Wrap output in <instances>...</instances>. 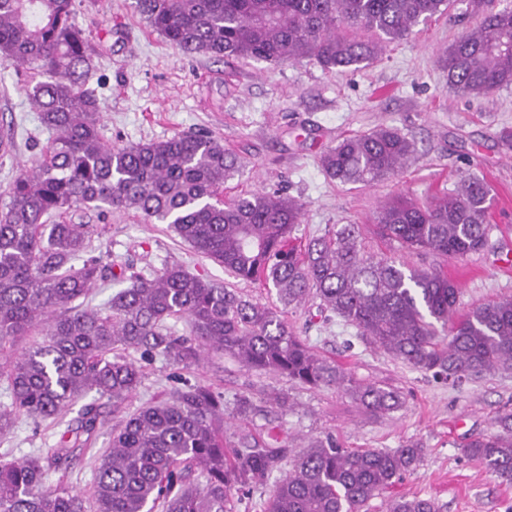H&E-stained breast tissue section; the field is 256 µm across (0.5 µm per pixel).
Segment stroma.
I'll use <instances>...</instances> for the list:
<instances>
[{
    "label": "stroma",
    "mask_w": 512,
    "mask_h": 512,
    "mask_svg": "<svg viewBox=\"0 0 512 512\" xmlns=\"http://www.w3.org/2000/svg\"><path fill=\"white\" fill-rule=\"evenodd\" d=\"M74 20L95 49L89 84L104 101V141L138 144L182 132H211L243 163L225 184V196L280 191L305 205L303 221L293 231L297 240L356 224L374 253L391 251L373 231L381 201L400 193L419 199L448 193L460 174H476L493 198L484 250L448 258L411 254L407 260L464 273L458 313L512 297V269L501 266L512 255V152L502 149L498 138L502 129H512V86L487 98L453 93L437 63L473 18L455 23L445 15L434 17L355 71L327 70L312 59L269 63L185 57L146 26L135 0H75ZM26 80L24 68L0 67V124L13 125L16 143L10 155L0 157V207L8 201L4 189L22 168L32 166L48 138L24 91ZM380 125L398 127L414 140L416 153L404 173L372 186L330 180L321 166L324 149ZM66 220L99 225L89 254L110 261L121 276L94 289L93 305L105 306L131 277L170 264L242 289L263 303L276 299L263 286L235 279L197 256L168 225L146 222L139 212L80 207ZM285 318L302 341L358 381L399 390L401 406L375 417L343 390L304 387L212 353L189 369L159 357L144 361L142 383L127 410L169 398L183 383H201L223 394L228 437L275 435L297 452L326 438L345 448L417 443L426 453L393 495L434 498L442 512H512V484L502 483L463 452L470 436L494 431L497 415L512 411V372L483 374L452 387L369 348L356 339L353 327L334 316L321 317L316 301L289 310ZM275 394L287 396L288 415L269 403ZM243 396L254 404L245 418L232 410ZM101 410L104 424L70 460L51 466L50 482L62 480L89 493L98 458L121 421L111 406ZM64 430V424L17 416L9 433L0 436V460H21L56 447Z\"/></svg>",
    "instance_id": "1"
}]
</instances>
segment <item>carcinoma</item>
Returning <instances> with one entry per match:
<instances>
[{
	"label": "carcinoma",
	"mask_w": 512,
	"mask_h": 512,
	"mask_svg": "<svg viewBox=\"0 0 512 512\" xmlns=\"http://www.w3.org/2000/svg\"><path fill=\"white\" fill-rule=\"evenodd\" d=\"M454 0H136L148 26L186 56L273 63L316 60L326 69L358 70L387 45L440 16ZM442 57L448 88L489 96L512 85V7L487 9ZM74 0H0V64L29 70V95L50 137L34 164L9 184L0 209V373L11 403L0 407V434L15 415L55 421L88 393L112 412L141 384L139 360L162 357L190 368L206 352L301 385L336 386L373 415L397 410L398 391L356 383L341 365L303 343L285 310L311 298L356 336L414 369L458 384L512 370V298L456 315L459 288L437 268L407 265L364 249L360 229L343 224L301 244L292 230L304 204L278 191L224 199V183L241 167L205 133L135 145L101 137L103 100L87 79L92 51L73 22ZM415 153L396 126L347 136L322 155L326 175L373 185L397 175ZM133 209L170 225L198 255L235 278L275 290L261 303L178 264L138 276L102 308L83 306L93 288L117 279L112 264L90 257L77 265L96 224H50L81 205ZM491 189L466 174L456 190L420 204L402 194L385 200L375 223L407 253L463 257L480 251L489 232ZM186 320L189 335L167 323ZM45 339L19 354L20 340ZM140 359H135L132 354ZM224 398L202 384L146 404L112 430L98 460L91 499L60 481L47 484L42 458L0 460V512H233L231 499L264 488L290 448L277 440L224 441ZM104 424L84 405L50 459H69L81 436ZM494 433H480L465 454L512 484V411ZM423 449L343 448L320 440L294 456L264 512H364L368 503L416 468ZM387 512H441L431 498L392 499Z\"/></svg>",
	"instance_id": "cac0c4a2"
}]
</instances>
